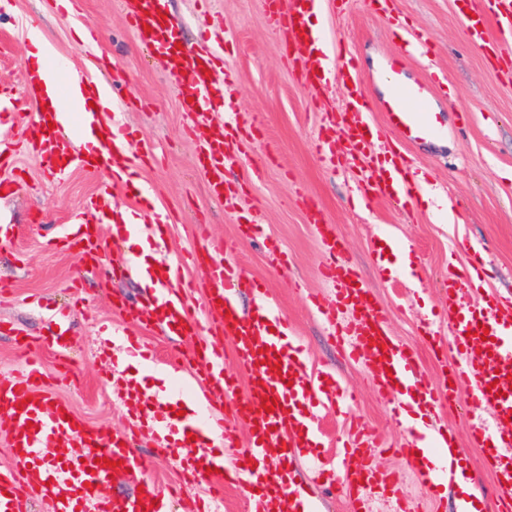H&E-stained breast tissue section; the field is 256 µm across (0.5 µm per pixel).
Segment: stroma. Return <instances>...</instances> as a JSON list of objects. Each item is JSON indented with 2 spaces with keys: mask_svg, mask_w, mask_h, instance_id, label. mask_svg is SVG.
Returning a JSON list of instances; mask_svg holds the SVG:
<instances>
[{
  "mask_svg": "<svg viewBox=\"0 0 512 512\" xmlns=\"http://www.w3.org/2000/svg\"><path fill=\"white\" fill-rule=\"evenodd\" d=\"M170 8L186 41L204 53L224 49L226 63L237 75L224 91L225 112L213 117L220 126L226 113H233L243 135L228 169L229 181L243 187L237 196L211 193L190 134L191 121L181 108L182 88L164 63L143 48L119 0H84L79 17L65 14L59 0H0V94L25 106L23 123L0 122V142L16 150L14 166L0 170V184L6 187L0 195V230L6 235L0 244V278L11 282L8 292H0V320L35 344L47 333L52 306L76 304L69 361L61 362L52 350L44 352L48 396L69 403L90 424L117 431L138 426L136 446L146 462L139 478H118L105 487V494L129 493L138 481L148 480L163 488L183 485L192 497L204 495L203 485L185 482L178 455L159 454L160 440L141 426V408L126 398L130 375L140 374L145 387L159 390L186 378L185 368L171 359L177 350L192 353V341H175L162 328H146L141 337L153 352L150 365L125 363L126 323L113 306L120 301L136 308L148 305L151 287L134 274L108 279L83 270L74 253L47 245L52 234L76 223L91 195L108 186L114 206L131 210L140 222H148L155 210H167L175 250L190 249L201 233H208L216 257L263 281L287 315L291 339L306 352L309 369L330 372L343 386L359 389L354 412L375 444L400 446L406 433L376 395L367 368L338 355L310 302L311 295L332 292L319 272L321 243L310 213L319 211L335 225L346 260L358 267L392 335L413 350L423 370L439 373L422 331L431 329L443 339L451 334L448 322L435 312L449 269L468 263L462 241L486 247L490 266L482 285L460 288V305L477 303L486 289L512 297V80L499 78L489 62L491 49L512 55V44H502L493 29L488 32L490 47L470 42L456 0H391L386 12L372 0H349L344 14L325 10L313 17L328 37L335 67H355L374 99L383 91L381 75L388 57L399 50L403 32L421 33L431 41L429 55L408 58L406 75L433 83L445 131L406 151L427 192L441 195L448 205L432 209L419 199L409 205L377 196L358 205L353 185L363 176L360 165L335 168L314 149L331 115L345 111L342 88L331 84L316 97L300 84L297 66L262 0H171ZM88 22L99 28V38L77 36ZM32 27L51 45L52 61L83 81L109 73L125 80L112 109L123 113L139 146L150 152L138 177L152 199L111 186L102 172L75 170L58 177L41 155L27 149L37 116L35 105L23 98L24 75L32 67L27 56ZM256 215L264 237L238 242L239 224ZM268 237L280 243L281 253L267 249ZM384 237L403 242L404 248L401 256L378 264L372 250ZM77 275L82 282L76 287L72 279ZM471 414L493 420L491 411L469 402L455 411L443 402L429 414L434 426L447 428L466 448L460 482L428 493L404 461L380 451L375 465L398 472L401 498L374 494L371 512H395L400 504L408 512H454L458 501L467 499L463 486L475 472L483 489H491V474L480 470V450L468 444ZM348 428L345 414L333 407L321 409L318 456L312 461L296 458L294 478L306 479L317 468L341 470Z\"/></svg>",
  "mask_w": 512,
  "mask_h": 512,
  "instance_id": "obj_1",
  "label": "stroma"
}]
</instances>
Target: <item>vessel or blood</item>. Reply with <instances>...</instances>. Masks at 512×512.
I'll return each instance as SVG.
<instances>
[{
    "label": "vessel or blood",
    "mask_w": 512,
    "mask_h": 512,
    "mask_svg": "<svg viewBox=\"0 0 512 512\" xmlns=\"http://www.w3.org/2000/svg\"><path fill=\"white\" fill-rule=\"evenodd\" d=\"M493 13L473 9L463 23L470 39L481 40L489 27L512 33V0H494ZM346 0H265L272 23L284 36L289 52L303 59L298 70L301 83L313 95H320L333 77H341L351 120L346 126L332 125L348 144L346 156H330L332 165L356 159L376 140L423 143L441 132L440 110L428 83L412 81L404 74L405 61L414 52L429 49L422 38L402 44L387 62L389 80L385 92L373 100L367 94L365 80L355 72L335 74L327 53V42L310 24L311 16L322 8L345 7ZM127 21L139 31L142 43L166 60L171 77L185 85L188 99L182 108L198 119L224 107L223 85L215 79L225 73L223 53L204 55L186 45L181 24L171 17L168 0H123ZM72 82L64 71L55 73V104H48L42 80L28 73L25 96L43 103L45 110L37 120L36 142L46 150L56 170L72 166L108 172L113 182L133 186L146 151L137 150L125 124L102 121L95 153L74 157L66 144L57 141L49 120L57 119L59 105L68 103ZM384 116L383 125L369 118L372 111ZM236 130L225 125L223 132H205L198 142L200 164L212 191L219 196L231 192L224 178L230 156L228 143ZM386 169L379 180L365 179L359 190L363 197L379 196L392 200H411L416 183L410 173V161L400 151L385 157ZM112 211V195L92 197L86 213L79 219L77 232H66L55 241V248L79 255L82 262L99 261L111 252L113 269L130 271V256L112 245L104 226ZM316 232L323 249L322 273L335 291L329 297H312L311 302L328 325L329 337L339 354L356 362L369 358L371 378L377 394L385 399L392 415L404 420L409 440L398 453L414 472L419 483L433 488L455 479L448 458H460L462 448L452 447L447 430L427 432L420 418L414 417L403 398L417 394L419 399L437 405L447 395L449 405L460 402L469 392L476 405L493 407L498 425L490 428L470 420L472 442L482 450L483 466L495 480L496 512H512V300L489 293L468 309L456 306L459 288L471 281L485 266V252L466 245L467 267L449 271L439 300L442 316L454 328L447 344H440L434 333L426 340L437 354L453 351L455 359L448 372L432 378L419 369L412 351L396 341L386 316L368 288L360 286L357 272L341 263L342 241L335 227L320 224ZM211 247L207 235H200L193 250L178 253L174 260L160 266L156 290L147 309L119 305L118 312L130 325L128 339L135 353L144 347L138 335L148 322L161 325L172 336L194 339L196 348L186 361L192 377L205 385L209 410L204 416L177 415L175 410L154 412L150 422L158 429L178 427L177 447L183 448L181 467L192 482L207 485L210 499L200 504L187 499V512H215L224 496V488L235 485L246 494L248 512H299L300 496L292 460L301 454L313 455L317 446L311 428L315 413L326 406L349 411L353 395L341 392L335 378L323 375L313 380L307 375L301 348L288 337V318L268 304H261L251 316L238 309V293L248 288L264 295L262 282L251 278L236 265L221 259L207 260ZM207 262L205 281L185 280L187 266ZM205 290V313L196 315L192 297ZM72 314L62 308L52 315V332L45 336L44 347L64 353L70 347L66 337ZM488 328L489 339H481L479 328ZM234 357L236 369L228 371L227 357ZM275 400L273 411H265L264 399ZM0 414L8 423L12 459L0 467V512H31L30 497L38 495L51 512H170L169 496L151 482L131 497H105L101 488L110 479L130 476L143 467V457L134 444V436L105 427H94L73 415L70 406L50 400L44 382V365L39 355L27 358L20 375L0 380ZM248 430L246 448L225 466L214 440L235 442L236 423ZM374 446L371 435L352 420L345 449L347 466L341 476L326 475L328 483H339L353 505V512H368L371 494L378 489L397 493L394 474L377 471L371 464ZM277 453L279 464L267 463Z\"/></svg>",
    "instance_id": "1"
}]
</instances>
